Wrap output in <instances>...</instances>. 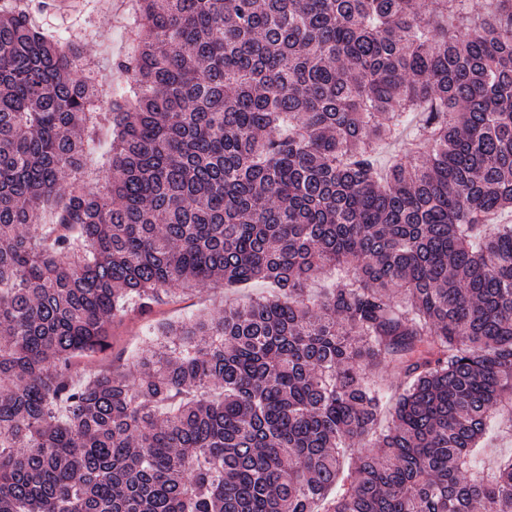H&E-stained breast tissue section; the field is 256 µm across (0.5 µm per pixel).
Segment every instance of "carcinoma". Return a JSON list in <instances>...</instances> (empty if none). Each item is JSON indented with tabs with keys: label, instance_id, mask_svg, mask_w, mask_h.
<instances>
[{
	"label": "carcinoma",
	"instance_id": "carcinoma-1",
	"mask_svg": "<svg viewBox=\"0 0 512 512\" xmlns=\"http://www.w3.org/2000/svg\"><path fill=\"white\" fill-rule=\"evenodd\" d=\"M52 6L0 5V512H512V0H136L108 106ZM96 139V142L91 145V150L96 147L99 142L102 143V148L99 149L95 154H93L89 161H88V179H89V182H90V185L91 186H95V184H97L98 182V171L101 169L103 163H104V158L102 157V153L103 151L107 148V146L109 145V143L112 141V135L110 132H100L98 133V135L95 137ZM262 283H256L248 290L218 288H199L193 292L165 298L155 305L151 312H143L137 306L129 307L121 319L112 323L109 330L112 348L95 358H82L78 362L79 375L84 373L114 372L131 376L135 373L132 356L141 343L146 328L159 319L172 321L208 311L224 309L235 299L247 295H258L266 291Z\"/></svg>",
	"mask_w": 512,
	"mask_h": 512
}]
</instances>
